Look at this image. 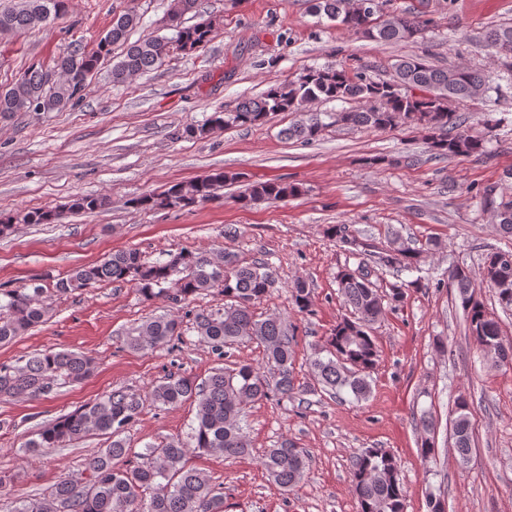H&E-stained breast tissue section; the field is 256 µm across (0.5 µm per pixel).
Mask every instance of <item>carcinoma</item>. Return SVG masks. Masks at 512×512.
Masks as SVG:
<instances>
[{"mask_svg":"<svg viewBox=\"0 0 512 512\" xmlns=\"http://www.w3.org/2000/svg\"><path fill=\"white\" fill-rule=\"evenodd\" d=\"M198 0H171L164 26L167 37H149L129 42L140 16L126 10L112 18V25L98 39L96 49L85 52L78 47L59 53L51 66H31L10 86L0 89V118L30 111L36 100L40 111L55 112L76 104L88 88V78L101 59L112 55V47L122 45L124 54L112 65L109 79L123 86L148 73L173 56L188 54L211 40L216 27L209 19L193 26L182 25L181 18L197 7ZM68 0H14L0 9V36L14 35L43 27L59 18ZM318 15L378 43L397 44L415 39L426 27L416 17L385 15L379 0H314ZM484 39L497 53L512 56V25L489 29ZM388 80L376 81L362 71L344 67L307 70L296 80L275 82L257 98L243 99L230 112H215L201 124L184 129L191 138L206 137L227 127L260 125L276 113L293 112L297 119L281 131L286 140L309 144L326 127L322 113L310 109L320 101H355L365 106L330 115L336 123L375 130L391 129L400 123L413 124L426 133L429 148L437 156L483 155L486 141L461 130L464 120L448 110L451 99L475 98L479 91L492 87L478 72L462 65L436 67L419 58H403L393 64ZM238 173L219 171L205 177L180 182L160 193H149L130 200L135 208L186 209L220 198L226 183H234ZM301 193L299 186L282 181L254 182L238 201L251 205L279 201ZM493 187L483 189L484 203L502 215L498 228L512 235V200L496 202ZM110 203L106 196H85L68 204L69 212H93ZM64 211L34 210L0 219V236L9 235L14 224H58ZM327 235L346 247L354 246L374 257L379 266L399 271L418 269L421 251L400 236L380 248L359 241L347 224L327 226ZM505 251L485 254L474 271L464 266L448 269V283L457 288L468 332L479 346L492 344L487 351L499 363H512V342L502 339L499 322L478 297L477 289L488 288L504 309L512 308V263L502 260ZM102 283H130L147 300L159 299L181 311L194 297L214 289L224 294V304L195 312L189 330L210 349L217 361L202 381L190 375H168L141 395L115 389L98 399L78 406L40 427L23 448L37 452L42 448H63L89 436L105 438V447L88 462L86 477L64 474L42 496L16 498L5 504L4 512H224V492L207 476L188 465V455L220 453L226 458L249 456L253 448L245 431L248 404L272 396L293 398L294 332L278 316L262 318L254 306L266 297L275 284V273L265 260L250 264L219 247L209 253L180 251L166 261L147 263L135 248L118 250L102 261L80 266L71 273L44 285L33 279L22 288L0 289V345L10 343L47 320L54 298L94 288ZM338 293L350 309L327 337L326 355L311 361V374L320 391L335 395L346 389L355 399L369 396L371 372L378 361L372 326L385 314L387 305L400 302L404 287L396 286L385 294L365 269L347 268L336 273ZM292 303L303 313L313 311L312 290L300 278L289 288ZM186 333L183 320L175 315L150 317L129 329L123 345L147 353ZM244 341L263 347L265 367L225 360L231 350ZM93 357L72 350L36 351L12 365L0 364V401L43 399L58 389L79 383L95 370ZM158 409L195 405V420L186 436L148 444L128 459L125 432L140 416L145 403ZM470 402L462 395L454 401L450 429L454 445L463 460L472 451L473 431ZM260 464L272 484L290 491L303 478L309 466V453L284 439L267 449ZM354 490L359 512H404V490L399 478V463L382 448H367L352 460Z\"/></svg>","mask_w":512,"mask_h":512,"instance_id":"carcinoma-1","label":"carcinoma"}]
</instances>
